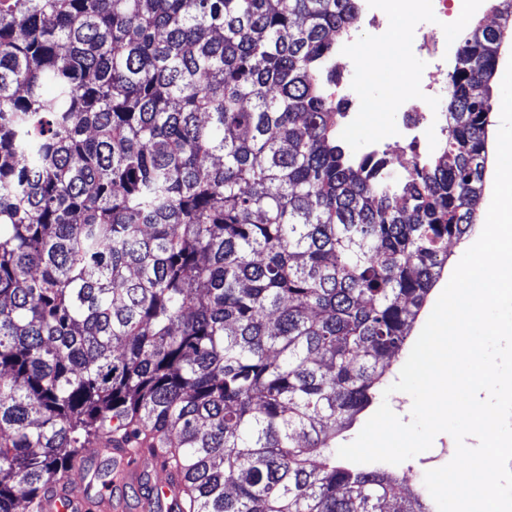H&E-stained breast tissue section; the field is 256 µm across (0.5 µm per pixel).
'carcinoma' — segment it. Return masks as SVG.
Here are the masks:
<instances>
[{"instance_id": "1", "label": "carcinoma", "mask_w": 512, "mask_h": 512, "mask_svg": "<svg viewBox=\"0 0 512 512\" xmlns=\"http://www.w3.org/2000/svg\"><path fill=\"white\" fill-rule=\"evenodd\" d=\"M496 12L395 179L329 100L353 0H0V512L104 437L169 512H429L336 437L475 230ZM148 479L156 482L161 479L160 474L152 473L148 475ZM179 481L167 479L164 482H156L153 485L152 496L141 501L139 510L155 512L157 499H164L167 502V508L173 505L179 492Z\"/></svg>"}]
</instances>
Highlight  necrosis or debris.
Listing matches in <instances>:
<instances>
[{
	"mask_svg": "<svg viewBox=\"0 0 512 512\" xmlns=\"http://www.w3.org/2000/svg\"><path fill=\"white\" fill-rule=\"evenodd\" d=\"M392 0H359L357 7L362 24L385 42L387 55L403 65L405 90L391 98L390 109L399 114L394 124H382L373 153L405 154L420 159L437 149L448 136V114L442 100L448 91V40L443 30L452 9L467 13L479 11L484 0H430L427 15H420L414 0H401L409 22L402 44L388 43L392 20ZM426 54L429 67L424 71L406 68V61Z\"/></svg>",
	"mask_w": 512,
	"mask_h": 512,
	"instance_id": "necrosis-or-debris-1",
	"label": "necrosis or debris"
}]
</instances>
